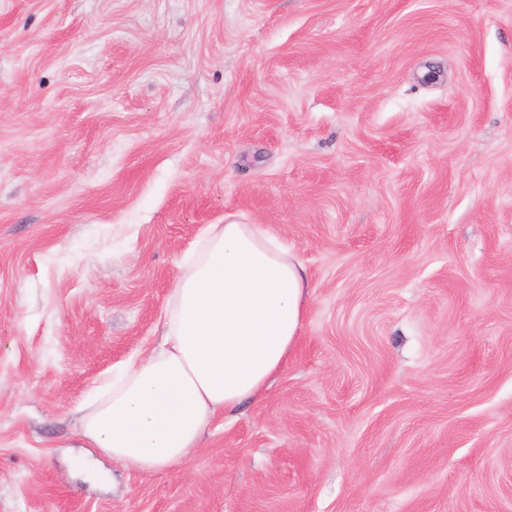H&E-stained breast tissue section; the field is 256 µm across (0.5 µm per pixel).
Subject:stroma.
I'll return each mask as SVG.
<instances>
[{
  "label": "stroma",
  "instance_id": "obj_1",
  "mask_svg": "<svg viewBox=\"0 0 512 512\" xmlns=\"http://www.w3.org/2000/svg\"><path fill=\"white\" fill-rule=\"evenodd\" d=\"M228 222L308 270L286 366L93 483ZM0 512H512V0H0Z\"/></svg>",
  "mask_w": 512,
  "mask_h": 512
}]
</instances>
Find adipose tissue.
<instances>
[{
  "label": "adipose tissue",
  "instance_id": "1",
  "mask_svg": "<svg viewBox=\"0 0 512 512\" xmlns=\"http://www.w3.org/2000/svg\"><path fill=\"white\" fill-rule=\"evenodd\" d=\"M307 270L260 224H210L186 255L151 352L83 407L88 447L135 472L186 463L218 413L261 398L301 333Z\"/></svg>",
  "mask_w": 512,
  "mask_h": 512
}]
</instances>
